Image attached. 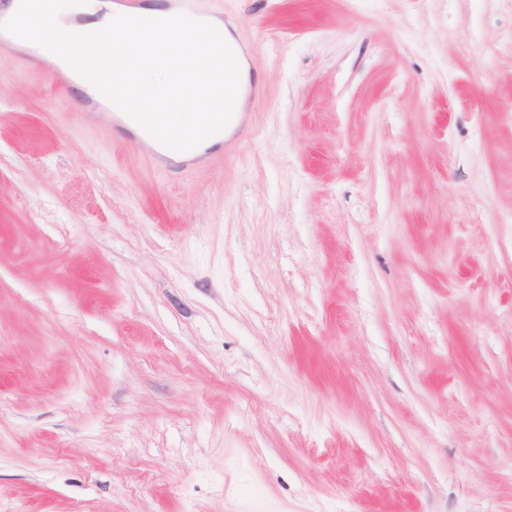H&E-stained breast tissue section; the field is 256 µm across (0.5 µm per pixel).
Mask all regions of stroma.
<instances>
[{
    "instance_id": "1",
    "label": "stroma",
    "mask_w": 512,
    "mask_h": 512,
    "mask_svg": "<svg viewBox=\"0 0 512 512\" xmlns=\"http://www.w3.org/2000/svg\"><path fill=\"white\" fill-rule=\"evenodd\" d=\"M203 2L185 173L0 50V512H512V0ZM124 117V116H123ZM125 121L121 120L123 123V128L134 135L137 139L142 142H147V139H150L153 144V147H150L152 150V157L154 161L158 164L157 167L162 170H169L175 163H179V167H191L197 165L201 162L211 161V159L217 155H222L225 153H234L236 154L240 148L239 143L234 139L233 136L227 137L225 139V135L223 136V147L222 140H218L216 142L210 143L203 148L200 154H196L194 156L188 157L186 159L175 160L170 155H175L178 153L177 151L171 150L157 141H155L152 137H150L138 124H136L131 118L127 116L124 117ZM144 142V143H145ZM150 144V143H149ZM216 146H218L216 148Z\"/></svg>"
}]
</instances>
